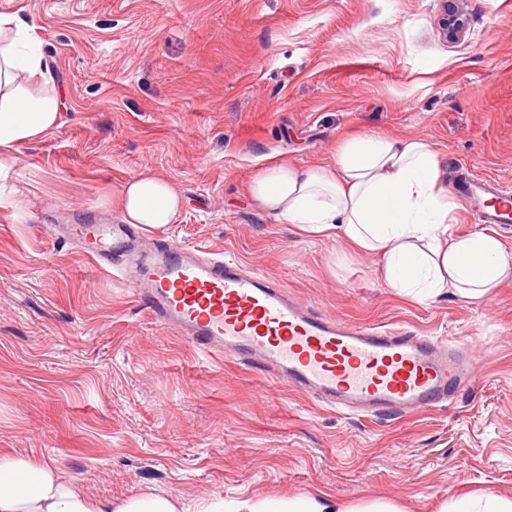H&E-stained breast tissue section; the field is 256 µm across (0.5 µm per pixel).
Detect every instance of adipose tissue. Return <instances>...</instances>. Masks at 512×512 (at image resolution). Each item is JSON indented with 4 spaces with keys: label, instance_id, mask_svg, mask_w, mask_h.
Here are the masks:
<instances>
[{
    "label": "adipose tissue",
    "instance_id": "adipose-tissue-1",
    "mask_svg": "<svg viewBox=\"0 0 512 512\" xmlns=\"http://www.w3.org/2000/svg\"><path fill=\"white\" fill-rule=\"evenodd\" d=\"M31 22L0 12V148L14 149L61 124L62 92L54 84ZM249 196L306 234L380 254L388 287L416 300L448 293L486 297L512 279V252L493 234L456 233L455 205L443 185L434 146L419 137L347 136L332 165L285 160L258 168ZM118 209L124 223L147 230L175 223L181 196L168 179L141 173L126 180ZM0 512H344L322 494L227 500L195 508L167 494L89 499L55 465L0 456Z\"/></svg>",
    "mask_w": 512,
    "mask_h": 512
}]
</instances>
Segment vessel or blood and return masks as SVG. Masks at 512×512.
<instances>
[{
    "instance_id": "b4317fda",
    "label": "vessel or blood",
    "mask_w": 512,
    "mask_h": 512,
    "mask_svg": "<svg viewBox=\"0 0 512 512\" xmlns=\"http://www.w3.org/2000/svg\"><path fill=\"white\" fill-rule=\"evenodd\" d=\"M458 196L487 224H512V188L474 174ZM85 255L146 301L153 320L200 352L273 372L338 410L408 413L444 406L479 377L456 345L403 328L377 329L319 313L261 273L204 245L151 250L125 224H95ZM120 263H112L113 251Z\"/></svg>"
}]
</instances>
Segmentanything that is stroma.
Masks as SVG:
<instances>
[{"label":"stroma","mask_w":512,"mask_h":512,"mask_svg":"<svg viewBox=\"0 0 512 512\" xmlns=\"http://www.w3.org/2000/svg\"><path fill=\"white\" fill-rule=\"evenodd\" d=\"M0 0L35 23L62 123L10 154L0 202V452L49 462L92 498L329 495L399 512L512 499V283L416 302L380 260L309 238L247 196L274 160L331 164L348 132L417 136L448 190L465 170L512 183V0ZM173 181L177 223L353 325L479 346L482 379L445 406L368 416L318 405L151 320L85 258L121 185ZM448 1L454 6H451L448 10ZM446 0L445 14L441 21V30L445 38L456 39L462 33L466 26V15L460 9L457 4L464 0Z\"/></svg>","instance_id":"35a3bbf8"}]
</instances>
